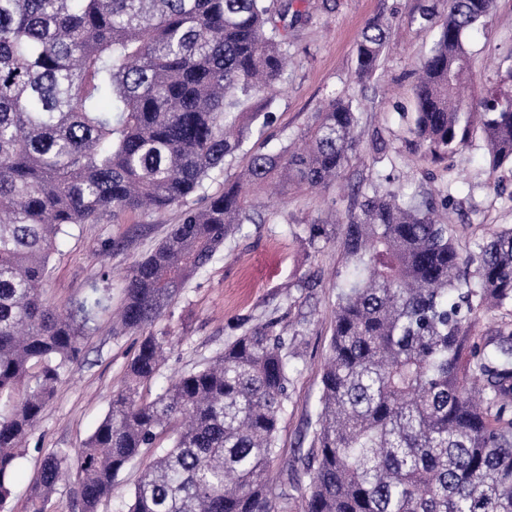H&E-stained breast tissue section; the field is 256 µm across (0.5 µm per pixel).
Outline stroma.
Returning a JSON list of instances; mask_svg holds the SVG:
<instances>
[{"label":"stroma","mask_w":512,"mask_h":512,"mask_svg":"<svg viewBox=\"0 0 512 512\" xmlns=\"http://www.w3.org/2000/svg\"><path fill=\"white\" fill-rule=\"evenodd\" d=\"M300 22L288 30L289 65L267 123L223 168L206 182L208 193L237 180L253 151L295 142L314 113L332 95H355L359 103L358 145L336 186L321 191L288 185L262 201L263 223L244 224L225 240L207 267L180 293L153 331L167 335L171 350L149 386L160 392L178 375L198 368L249 329L276 322L293 338L295 357L289 373L288 401L280 418L275 481H286L292 506H300L308 480H287L297 456L308 452L320 411L321 374L328 355L337 287L350 273L344 226L358 211L355 185H381L438 195L450 191L452 208L445 223L464 225L460 246L475 249L488 226H512V165L491 169L481 127L467 146L437 161L415 156L410 129L414 121L416 71L437 29L420 22L422 11L443 15L446 0H292ZM389 22L393 35L373 78L357 83L356 46L369 22ZM471 73L464 80L466 101L481 99L490 88L512 90V77L499 61L512 49V0H496L486 32L468 40ZM179 209L156 217L129 213L120 223L75 227L50 262L42 297L64 309L89 288L123 297L122 278L146 257L179 219ZM137 349L135 336L112 333V314L100 315L79 360L63 376L30 433L13 475L11 506L23 512L27 489L44 455L77 448L103 419L113 391L121 385Z\"/></svg>","instance_id":"stroma-1"}]
</instances>
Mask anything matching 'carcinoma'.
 I'll return each instance as SVG.
<instances>
[{
	"mask_svg": "<svg viewBox=\"0 0 512 512\" xmlns=\"http://www.w3.org/2000/svg\"><path fill=\"white\" fill-rule=\"evenodd\" d=\"M420 65L410 129L433 159L480 117L490 162L512 163V92L458 95L466 37L494 0H446ZM289 4L269 0H0V512L27 435L82 352L108 297L69 310L40 294L80 224L128 212L179 222L124 279L116 330L141 335L123 386L80 448L47 454L25 512H47L65 462L71 512H99L119 474L149 458L118 512H288L269 473L291 359L267 323L141 397L164 361L156 321L239 226L260 217L241 182L328 188L357 143L358 103L332 97L304 146L251 156L242 181H205L250 138L287 64ZM381 21L359 37L355 77L379 66ZM448 197L373 185L345 226L355 275L340 286L303 512H512V331L479 344L473 319L512 307V228L464 252L438 218Z\"/></svg>",
	"mask_w": 512,
	"mask_h": 512,
	"instance_id": "obj_1",
	"label": "carcinoma"
}]
</instances>
